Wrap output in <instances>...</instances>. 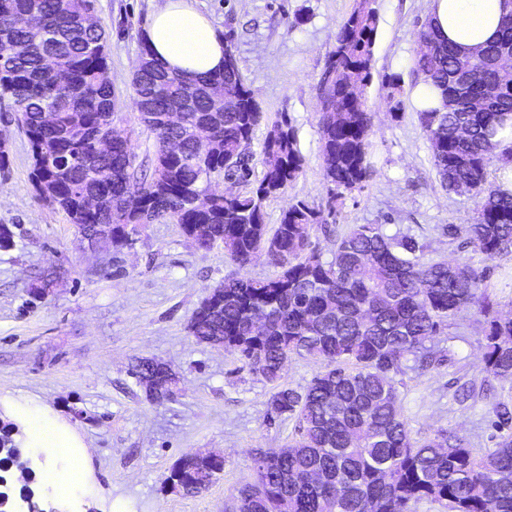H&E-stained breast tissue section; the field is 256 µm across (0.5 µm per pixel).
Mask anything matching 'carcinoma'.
<instances>
[{
  "label": "carcinoma",
  "mask_w": 512,
  "mask_h": 512,
  "mask_svg": "<svg viewBox=\"0 0 512 512\" xmlns=\"http://www.w3.org/2000/svg\"><path fill=\"white\" fill-rule=\"evenodd\" d=\"M375 0H358L339 26L319 88L318 131L323 178L331 197L362 188L372 113L365 103L372 79L376 38ZM91 0H0V100H8L31 145V181L38 198L64 211L85 237L98 224L112 225L111 244L128 242L138 224L170 221L196 248H224L243 266L264 252L279 269L268 279L229 276L193 313L192 335L210 345L220 341L250 369L275 386L268 418H292L295 437L275 453L253 457L254 481L242 486L235 512H410L427 499L448 512H512V401L493 404L499 441L477 456L466 439L441 431L412 438L398 405V381L405 363L426 370L440 360L434 338L463 310L482 317L484 369L512 380V316L503 318L486 293L485 273L467 265L426 258L427 244L413 236H389L379 224H358L336 238L330 259L309 249L310 231L323 223L302 201L288 206L270 231L263 204L286 192L302 172L296 134L283 118L268 125L263 175L246 193L210 191L219 176L248 180L245 148L267 120L237 62L228 55L224 72L192 77L170 72L150 50L133 76L134 106L153 112L141 119L158 146L152 172L134 165L130 137H113L115 102L109 80L104 30L81 23ZM35 11L40 29L19 27L15 17ZM428 50L414 61L412 75L442 91L438 108L418 112L434 166L450 192L473 190L471 224H450L448 240H459L490 259L512 256V191L489 180L487 161L495 153L512 161V148L499 134L512 127V72L494 64L512 43V11L497 39L463 54L438 38L430 21L418 34ZM55 52L70 76L60 92L44 58ZM193 97L181 123L169 126L167 110ZM225 98V112L211 111ZM57 113V127L42 117ZM112 136V152L87 138ZM209 152L194 157L199 136ZM325 361L301 391L280 383L293 356ZM132 375L148 400L172 395L175 380L166 364L140 357ZM13 426L0 427V479L7 483L6 507L16 497L32 512H57L32 487L35 472L16 486L11 470L24 465ZM224 471V458L196 452L181 457L166 482L186 494L207 488Z\"/></svg>",
  "instance_id": "carcinoma-1"
}]
</instances>
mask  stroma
<instances>
[{"label": "stroma", "mask_w": 512, "mask_h": 512, "mask_svg": "<svg viewBox=\"0 0 512 512\" xmlns=\"http://www.w3.org/2000/svg\"><path fill=\"white\" fill-rule=\"evenodd\" d=\"M164 0H94L108 38L115 124L131 137L136 161L149 167L157 136L133 105L132 70L142 29ZM430 0H376L374 70L366 90L373 110L362 189L330 201L322 179L318 87L336 31L356 0H196L221 31L269 119L287 118L304 159L300 177L264 203L268 225L289 204L304 201L323 221L312 249L329 259L335 235L356 224H379L390 235L428 244V257L484 271L501 311H512V258L490 259L450 245L440 228L471 223L473 200L447 192L432 160L411 92L417 31ZM402 75L404 109L392 116L384 78ZM0 139L10 165L0 173V224L13 245L0 250V397H26L51 406L83 438L93 489L70 512H224L239 487L253 479L252 454L273 451L294 435L290 420L270 421L273 387L239 355L198 342L188 325L199 302L231 272L256 279L276 268L257 257L236 268L222 247L195 249L178 225L139 227L131 245L89 249L69 217L40 201L30 180V147L6 102L0 101ZM62 273L40 301L28 290L50 269ZM480 317L458 315L435 346L443 362L428 370L408 366L398 378L400 410L413 437L451 430L476 453L494 447L495 399L512 396V382L484 369ZM166 363L176 376L170 400L146 399L130 368L135 358ZM210 451L224 470L193 495L164 487L184 455Z\"/></svg>", "instance_id": "stroma-1"}]
</instances>
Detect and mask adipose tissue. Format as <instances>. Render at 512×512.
<instances>
[{
	"label": "adipose tissue",
	"mask_w": 512,
	"mask_h": 512,
	"mask_svg": "<svg viewBox=\"0 0 512 512\" xmlns=\"http://www.w3.org/2000/svg\"><path fill=\"white\" fill-rule=\"evenodd\" d=\"M503 0H431L429 16L442 39L473 49L495 40L500 31ZM153 57L165 68L193 76L222 73L224 39L213 20L193 0H165L142 33ZM8 422L19 447L37 449L46 459L45 479L62 491L86 487L87 457L82 440L50 408L26 398L12 400ZM64 469H56L57 461Z\"/></svg>",
	"instance_id": "adipose-tissue-1"
}]
</instances>
